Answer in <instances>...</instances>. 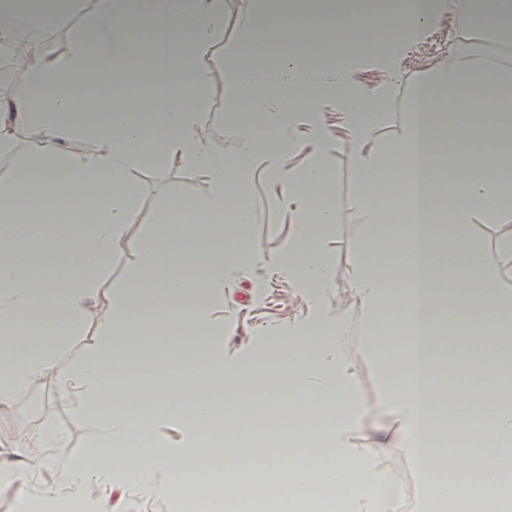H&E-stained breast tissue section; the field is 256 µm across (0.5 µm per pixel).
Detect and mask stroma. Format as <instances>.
I'll return each mask as SVG.
<instances>
[{
	"label": "stroma",
	"instance_id": "1",
	"mask_svg": "<svg viewBox=\"0 0 512 512\" xmlns=\"http://www.w3.org/2000/svg\"><path fill=\"white\" fill-rule=\"evenodd\" d=\"M78 12L50 23L29 21V28L38 33V44L56 56L66 55L72 45L78 25ZM476 40L482 55L502 51L504 41L485 34L479 27L466 28L459 24L451 10H443L431 24L423 39L405 49L400 60V75L390 104V120L380 131L382 137H395L400 131V119L413 88L421 78L448 64V51L458 36ZM206 116L207 145L214 153L232 160L240 144L228 132L233 121L225 103L230 90L223 79L209 86ZM327 140L332 143L333 182L330 195L335 200V223L327 241V249L336 261L337 280L334 290L325 295L322 308L332 312L342 310L349 332L348 356L356 367L360 391L367 405V415L359 436L369 443L375 428L388 426L382 413L376 378L363 352L364 311L358 302L346 295L349 281L346 271L357 260L356 238L368 234L371 227L357 207L361 193L350 156L342 145L346 137L345 114L332 104L324 111ZM129 177L135 188V217L128 233L131 239L146 241L160 202L174 196H204L208 184L194 172L181 169H156L142 164L135 166ZM278 187L266 178L264 169H256L250 184L252 215L249 220L253 240L261 247L260 258L237 267L224 281V308L214 322L223 332V357L246 360L259 349L268 332L283 329L300 320L306 313L305 301L287 278L274 275L268 265L271 256L281 253L288 245L296 222L294 214L279 206ZM55 383L47 381L38 387L20 392L11 414L0 423V442L7 449L0 455V465H21L32 462L37 451L24 447V440L34 430L52 423L66 429L72 439L73 454H80L82 430L78 421L61 408L54 399ZM382 464L391 489L398 495L406 512L412 509L420 489L419 475L406 451L398 446L386 449Z\"/></svg>",
	"mask_w": 512,
	"mask_h": 512
}]
</instances>
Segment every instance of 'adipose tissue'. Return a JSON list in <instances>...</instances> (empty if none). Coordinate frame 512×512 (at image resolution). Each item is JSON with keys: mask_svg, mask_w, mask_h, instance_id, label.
<instances>
[{"mask_svg": "<svg viewBox=\"0 0 512 512\" xmlns=\"http://www.w3.org/2000/svg\"><path fill=\"white\" fill-rule=\"evenodd\" d=\"M73 5L0 0V66L29 87L0 98V150L22 132L29 148L14 174L0 178V418L19 392L53 377L56 400L75 408L85 439L76 456L62 429L28 438L44 474L28 500L89 498L94 512H112L117 481L149 494L159 473L173 496L190 484L242 496L248 478L239 457L251 441L212 424L258 402L283 422L287 439L335 448L318 462L266 464L286 506L295 485L315 480L336 491L318 512H398L379 451L393 440L422 479L416 512H460L474 502L512 512V482L502 478L512 470V290L504 286L512 279V68L479 60L471 40L456 39L447 67L416 85L399 135L384 140L391 85L360 89L342 62L336 82L317 81L323 53L341 36L357 57L396 74L404 46L420 39L441 0H401L377 16L368 0H247L245 50L225 55L220 74L210 46L224 26L223 0H90L66 56L12 44L15 20H55ZM454 7L466 26L479 19L495 27L512 15V0ZM219 75L242 145L229 162L206 143L205 90ZM328 101L347 115L343 145L365 192H395L403 206L401 223L386 224L365 193L357 200L373 230L358 241L350 295L366 312L381 404L398 423L371 448L357 442L367 408L346 323L318 310L336 279L324 247L334 213L322 203L332 182L321 119ZM301 120L304 166L267 165L296 150ZM140 162L194 170L209 192L184 201L190 222L170 223L169 206L158 210L129 282L116 286L110 264L134 219L128 175ZM260 165L296 214L278 267L305 295L308 315L265 337L261 358L227 363L211 315L224 303L228 267L260 249L224 215L247 210ZM437 203L447 223H436ZM480 221L494 226L492 249L471 238ZM90 321L96 334L83 359L61 368L65 337ZM128 363L144 373L123 374ZM102 402L109 412H98ZM163 425L180 440L154 438ZM434 433L486 441L447 450L430 446ZM204 451L224 454L222 473L192 466ZM477 466V486L435 477Z\"/></svg>", "mask_w": 512, "mask_h": 512, "instance_id": "ef3b65f1", "label": "adipose tissue"}]
</instances>
